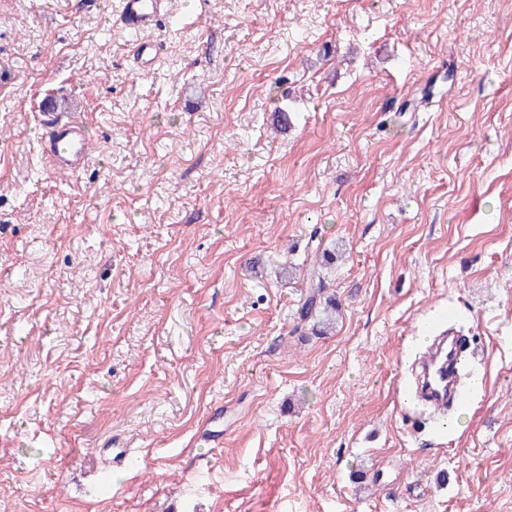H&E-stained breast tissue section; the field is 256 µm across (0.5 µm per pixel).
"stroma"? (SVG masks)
<instances>
[{
  "instance_id": "stroma-1",
  "label": "stroma",
  "mask_w": 512,
  "mask_h": 512,
  "mask_svg": "<svg viewBox=\"0 0 512 512\" xmlns=\"http://www.w3.org/2000/svg\"><path fill=\"white\" fill-rule=\"evenodd\" d=\"M120 6L0 0V512H512V0ZM440 311L445 433L395 390ZM167 11V0H123L119 24L128 31L145 32ZM86 127L77 120L56 121L48 126L42 141V151L55 170L75 173L89 159ZM321 272L315 269L306 278V293L300 304L298 318L302 326H310L311 334L325 336L333 332L338 306L336 298L327 294L325 275L322 269H332L342 253L335 250L322 252Z\"/></svg>"
}]
</instances>
